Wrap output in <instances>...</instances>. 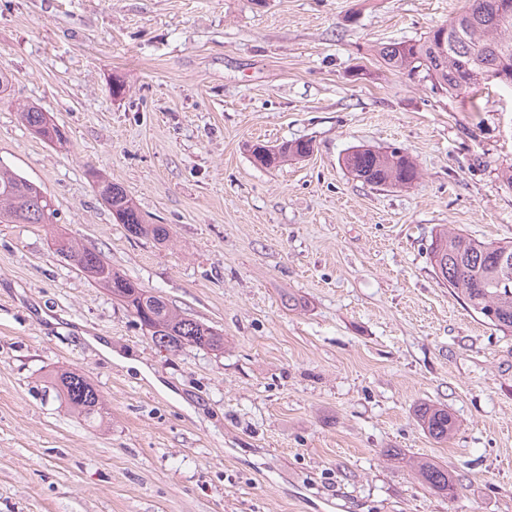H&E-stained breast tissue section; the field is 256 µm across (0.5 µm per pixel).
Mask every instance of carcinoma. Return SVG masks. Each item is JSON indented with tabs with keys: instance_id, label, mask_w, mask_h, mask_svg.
<instances>
[{
	"instance_id": "1",
	"label": "carcinoma",
	"mask_w": 512,
	"mask_h": 512,
	"mask_svg": "<svg viewBox=\"0 0 512 512\" xmlns=\"http://www.w3.org/2000/svg\"><path fill=\"white\" fill-rule=\"evenodd\" d=\"M467 2L462 13L433 27L425 37L384 44L376 50L377 56L398 71H419L432 86L450 93L473 91L489 81L512 87V8L507 0ZM19 115L40 139L51 143L63 140L60 128L42 108L24 105ZM311 151L310 142L303 140L286 142L274 154L263 144L252 146L255 161L265 167H275L290 156L305 158ZM343 165L362 182L380 188L405 187L419 174L412 157L396 147L384 151L355 147L343 157ZM97 188L126 232L135 237L149 235L160 243L170 240L171 227L145 223L121 185L101 180ZM56 215L51 197L41 185L0 165V224H52ZM428 250L430 260L439 267L436 277L464 300L470 312L486 324L512 331V242L480 241L446 227L432 236ZM56 253L124 304L158 350L175 353L188 346L224 353V334L180 313L113 269L96 250L62 239ZM500 253L506 254L507 264L499 263ZM50 384L85 422L93 425L102 419L103 399L83 374L63 370ZM416 417L437 442L447 441L455 427L448 410L434 405L420 406ZM415 471L421 484L434 493L450 500L457 496V483L447 468L419 461Z\"/></svg>"
}]
</instances>
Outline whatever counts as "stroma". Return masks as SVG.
<instances>
[{"label":"stroma","instance_id":"35a3bbf8","mask_svg":"<svg viewBox=\"0 0 512 512\" xmlns=\"http://www.w3.org/2000/svg\"><path fill=\"white\" fill-rule=\"evenodd\" d=\"M464 7L0 0V164L58 212L0 224V512H512V333L470 313L427 252L444 224L512 241V88L451 94L375 54ZM296 140L310 156L250 153ZM355 146L402 148L421 177L367 185L341 163ZM99 176L171 240L128 236ZM59 234L222 331L223 354L156 349L61 261ZM62 369L99 390L104 426L46 392ZM423 404L454 417L448 441L423 431ZM417 458L459 497L423 486ZM19 115L22 122L37 137L47 142H61L63 133L48 112H43L41 107L35 105H23L19 108ZM251 148L255 161L265 167H276L279 163L285 161L288 156L298 159L305 158L312 151L310 142L303 140L284 143L273 156H271V149L263 144H254ZM416 475L422 485L435 494L449 500L454 499L458 493L457 483L448 474V469L429 461H418L415 465Z\"/></svg>","mask_w":512,"mask_h":512}]
</instances>
